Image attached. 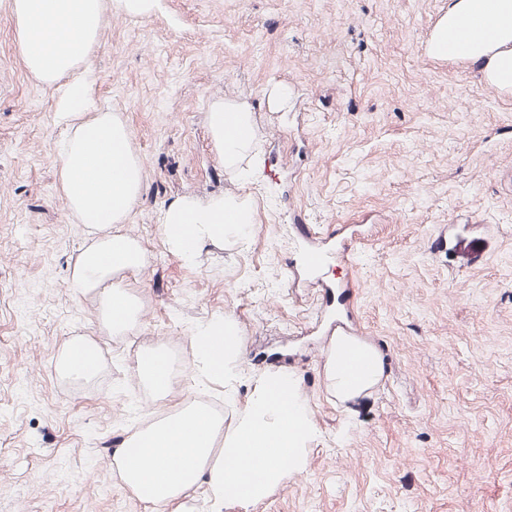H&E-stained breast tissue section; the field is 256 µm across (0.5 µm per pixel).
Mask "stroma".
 Returning a JSON list of instances; mask_svg holds the SVG:
<instances>
[{
	"label": "stroma",
	"mask_w": 512,
	"mask_h": 512,
	"mask_svg": "<svg viewBox=\"0 0 512 512\" xmlns=\"http://www.w3.org/2000/svg\"><path fill=\"white\" fill-rule=\"evenodd\" d=\"M0 0V512H144L112 465L143 427L132 369L146 342L179 348L173 406L244 404L259 377L300 382L315 430L307 465L259 503L223 512H512V94L462 58L429 52L448 0H154L149 16L104 0L99 42L77 76L130 128L144 188L123 229L143 248L129 282L138 326L99 332L68 283L88 244L58 190L65 86L24 66ZM287 86V111L266 95ZM219 97L253 107L261 173L238 183L207 130ZM249 198L250 237L187 263L166 244L176 197ZM320 234L361 224L353 282L362 336L385 376L340 402L322 302L291 285V214ZM230 317L243 354L210 376L191 340ZM97 334L91 381L57 373L65 344Z\"/></svg>",
	"instance_id": "stroma-1"
}]
</instances>
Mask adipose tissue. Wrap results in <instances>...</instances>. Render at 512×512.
Returning a JSON list of instances; mask_svg holds the SVG:
<instances>
[{"mask_svg":"<svg viewBox=\"0 0 512 512\" xmlns=\"http://www.w3.org/2000/svg\"><path fill=\"white\" fill-rule=\"evenodd\" d=\"M102 12L103 0H12L17 50L29 71L53 84L83 64L98 42ZM452 50L479 65L489 86L512 89V0H450L431 51L444 58ZM88 101L86 86H69L62 105L69 133L54 155L60 193L78 223L96 231L76 258L70 286L92 294L100 329L123 335L137 326L141 314L139 296L126 279L140 271L142 248L121 225L143 191V167L130 151L126 122L91 111ZM207 124L225 170L237 177L251 171V107L215 99ZM254 222L243 196L228 193L202 201L183 195L168 205L162 231L170 249L191 262L205 247L250 235ZM194 343L213 377L234 375L241 349L231 318L201 326ZM97 349L93 336L72 339L58 361L59 374L90 379L99 367ZM350 350L356 360L349 364ZM136 372L157 397L171 393L164 350L141 354ZM323 374L328 391L347 402L380 384L383 359L372 345L343 337L333 341ZM312 433L296 379L275 371L262 376L244 405L229 415L196 400L165 410L158 422L125 440L113 462L125 486L152 512H187V500L201 487L211 512H222L225 499L261 502L289 472L302 471Z\"/></svg>","mask_w":512,"mask_h":512,"instance_id":"1","label":"adipose tissue"}]
</instances>
